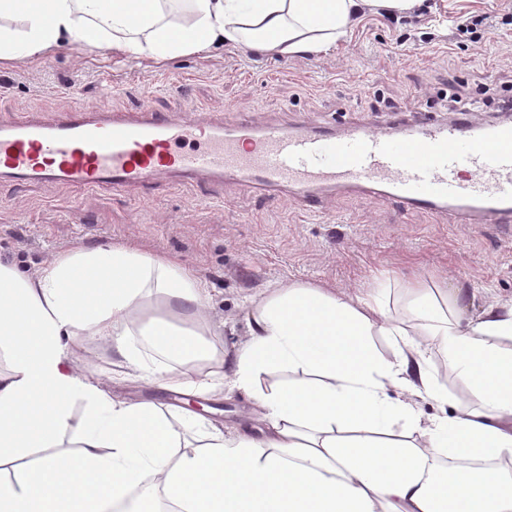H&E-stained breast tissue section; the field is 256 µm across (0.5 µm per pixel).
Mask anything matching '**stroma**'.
I'll return each mask as SVG.
<instances>
[{
	"label": "stroma",
	"instance_id": "stroma-1",
	"mask_svg": "<svg viewBox=\"0 0 512 512\" xmlns=\"http://www.w3.org/2000/svg\"><path fill=\"white\" fill-rule=\"evenodd\" d=\"M473 21L471 32L461 31ZM454 89L512 92V0H422L407 16L371 13L325 55L280 57L227 47L165 60L123 58L91 44L0 66V120L50 119L80 108L199 113L225 127L416 126L455 120L433 107ZM121 244L175 259L210 290L209 314L226 364L249 339L247 298L291 282L350 296L376 295L399 310L414 281L465 285L476 306L512 301V223L474 224L445 211L412 210L339 187L306 213L289 190L253 192L233 183L159 179L124 190L82 191L0 180V260L37 271L57 254ZM73 365L103 377L114 397L166 408L183 400L125 378L100 340L73 348ZM208 421L257 433L253 399L208 397Z\"/></svg>",
	"mask_w": 512,
	"mask_h": 512
}]
</instances>
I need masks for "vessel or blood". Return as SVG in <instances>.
<instances>
[{
  "label": "vessel or blood",
  "mask_w": 512,
  "mask_h": 512,
  "mask_svg": "<svg viewBox=\"0 0 512 512\" xmlns=\"http://www.w3.org/2000/svg\"><path fill=\"white\" fill-rule=\"evenodd\" d=\"M208 175L253 191L290 186L307 212L320 188L369 187L413 208H455L478 224L512 223V124L429 120L418 130L291 129L270 122L249 137L223 122L73 110L55 121L0 122V177L80 189Z\"/></svg>",
  "instance_id": "vessel-or-blood-1"
}]
</instances>
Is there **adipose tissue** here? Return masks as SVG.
Segmentation results:
<instances>
[{
    "instance_id": "obj_1",
    "label": "adipose tissue",
    "mask_w": 512,
    "mask_h": 512,
    "mask_svg": "<svg viewBox=\"0 0 512 512\" xmlns=\"http://www.w3.org/2000/svg\"><path fill=\"white\" fill-rule=\"evenodd\" d=\"M419 0H0V62L93 43L165 59L224 46L324 54L366 10ZM404 315L374 296L291 283L248 300L232 368L205 317V283L124 246L75 248L35 274L0 261V512H142L150 475L174 512H512V302L474 308L463 286L407 287ZM395 353L379 355L373 330ZM107 341L132 379L188 397L250 395L267 433L227 435L194 410L115 397L71 366L74 344ZM446 351L468 396L422 421L415 399L448 404L429 352ZM276 369L302 380L259 387ZM400 398H390V390ZM84 416L73 421L74 406ZM77 445L78 456L55 448ZM470 460L453 478L441 457Z\"/></svg>"
}]
</instances>
